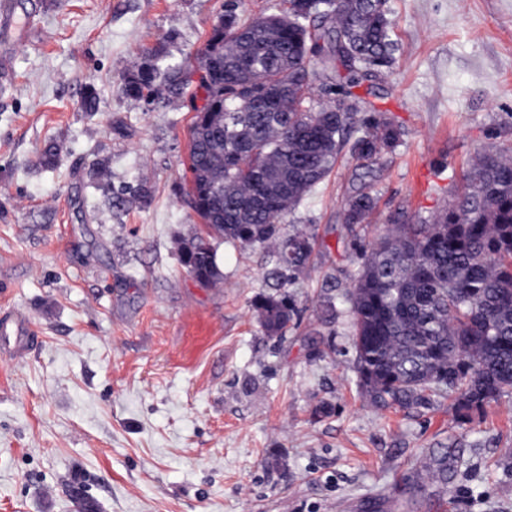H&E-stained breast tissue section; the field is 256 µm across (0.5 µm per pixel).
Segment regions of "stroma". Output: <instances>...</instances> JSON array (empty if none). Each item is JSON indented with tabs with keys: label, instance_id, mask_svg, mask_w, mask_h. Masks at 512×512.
Masks as SVG:
<instances>
[{
	"label": "stroma",
	"instance_id": "obj_1",
	"mask_svg": "<svg viewBox=\"0 0 512 512\" xmlns=\"http://www.w3.org/2000/svg\"><path fill=\"white\" fill-rule=\"evenodd\" d=\"M35 3L0 77V315L38 337L27 354L0 352V512H381L385 498L403 512H512V392L468 421L448 399L376 407L357 385L346 300L358 242L430 217L476 153L512 148V0H389L401 53L357 93L401 143L377 161L359 237L342 221L363 181L346 149L286 216L317 243L282 341L251 306L266 290L260 250L216 242L210 287L178 260L202 225L189 130L224 0ZM155 50L187 88L127 96ZM90 85L95 112L80 107ZM143 183L149 197L133 198ZM434 448L448 451L444 485L412 469Z\"/></svg>",
	"mask_w": 512,
	"mask_h": 512
}]
</instances>
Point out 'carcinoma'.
<instances>
[{
    "label": "carcinoma",
    "mask_w": 512,
    "mask_h": 512,
    "mask_svg": "<svg viewBox=\"0 0 512 512\" xmlns=\"http://www.w3.org/2000/svg\"><path fill=\"white\" fill-rule=\"evenodd\" d=\"M242 0H225L199 65L204 104L190 130L191 207L208 237L269 257L268 291L252 307L266 335L283 340L299 325L288 288L309 278L316 234L287 229L296 210L332 172L345 146L373 176L401 129L382 113L361 112L352 88L390 70L399 45L392 38L388 0H281V8L245 18ZM339 74L324 85L326 102L313 107L311 58ZM164 77L148 57L128 76L124 91L152 94ZM448 205L431 222L397 224L360 246L353 288L358 386L377 406L429 409L453 400L460 418L512 390V151L475 156ZM377 199L361 186L344 203L353 235L368 224ZM180 247L179 262L197 282L222 277L208 243ZM448 484V449L424 463Z\"/></svg>",
    "instance_id": "carcinoma-1"
}]
</instances>
